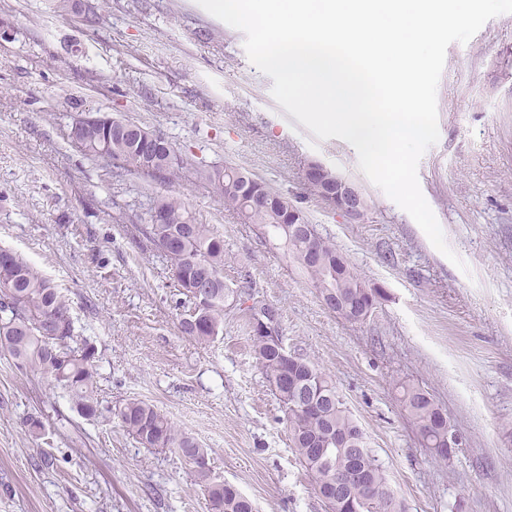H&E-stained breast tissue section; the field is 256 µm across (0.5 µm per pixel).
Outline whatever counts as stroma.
<instances>
[{
    "instance_id": "obj_1",
    "label": "stroma",
    "mask_w": 512,
    "mask_h": 512,
    "mask_svg": "<svg viewBox=\"0 0 512 512\" xmlns=\"http://www.w3.org/2000/svg\"><path fill=\"white\" fill-rule=\"evenodd\" d=\"M0 0V246L67 295L98 349L99 398L153 404L208 451L211 478L256 512H329L260 370L246 310L278 309L288 349L314 362L365 433L402 512H512V13L446 51L439 139L417 167L455 266L360 170L348 142L317 139L274 100L243 32L197 0ZM171 140L170 182L87 158L69 133L81 110ZM349 179L353 222L305 193L311 162ZM232 165L300 207L387 297L364 322L329 311L264 229L225 206L205 169ZM179 196L224 237V330L182 336L170 264L140 231L156 196ZM428 391L460 439L434 456L399 392ZM42 421L32 433L28 419ZM0 512H211L193 467L142 447L118 420H88L68 393L0 352Z\"/></svg>"
}]
</instances>
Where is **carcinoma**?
I'll return each mask as SVG.
<instances>
[{
	"label": "carcinoma",
	"instance_id": "obj_1",
	"mask_svg": "<svg viewBox=\"0 0 512 512\" xmlns=\"http://www.w3.org/2000/svg\"><path fill=\"white\" fill-rule=\"evenodd\" d=\"M111 124L82 122L71 128V138L90 158L107 156L118 168L138 174L162 175L169 180L180 176L184 161L166 137L151 146H143L138 133L122 132ZM240 170L216 168L206 174L224 196V204L236 210L249 224H259L283 242L288 255L304 271L321 294L338 301L339 316L347 318L350 301L366 297L370 284L354 268L336 270L340 251L336 245L313 233L310 238H291L288 225L282 223L279 207L266 200L282 196L260 180L255 195L246 196L238 184ZM144 235L161 252L171 239L181 237L175 255L166 256L180 294L192 300L193 307L179 321L180 332L200 344H206L224 328V303L234 291L224 285V238L208 224L199 222L180 198L165 195L153 201L144 227ZM317 247L322 261H305L307 252ZM257 363L269 383L282 376H301L311 369L324 395L322 413L300 408L293 402L292 389L280 391L279 400L288 414L294 447L312 472L316 488H327L354 457L351 449L322 443V434L356 425L336 388L326 375L301 356L284 360L277 347L250 332ZM0 351L9 355L20 370L51 377L67 390L78 414L87 419L102 416L97 387V348L76 334L75 320L68 299L34 265L20 254L0 251ZM402 402L408 417L428 448H441L448 442V422L441 419V407L431 394L419 387L401 386ZM114 416L128 434L145 448L169 449L178 453L195 469L197 478L207 486L212 512H255L252 501L235 486L213 482L206 449L161 414L153 405L130 399L114 409ZM357 466L374 486L388 490L381 502L366 497L360 484L342 487L340 495L329 501L331 512H401L394 492L382 468L369 449L356 455Z\"/></svg>",
	"mask_w": 512,
	"mask_h": 512
}]
</instances>
